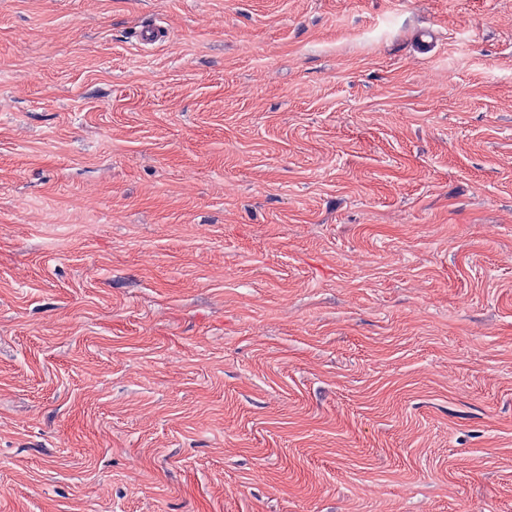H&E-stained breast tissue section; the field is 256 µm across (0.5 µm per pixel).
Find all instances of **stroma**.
<instances>
[{"label": "stroma", "mask_w": 512, "mask_h": 512, "mask_svg": "<svg viewBox=\"0 0 512 512\" xmlns=\"http://www.w3.org/2000/svg\"><path fill=\"white\" fill-rule=\"evenodd\" d=\"M0 512H512V0H0Z\"/></svg>", "instance_id": "35a3bbf8"}]
</instances>
